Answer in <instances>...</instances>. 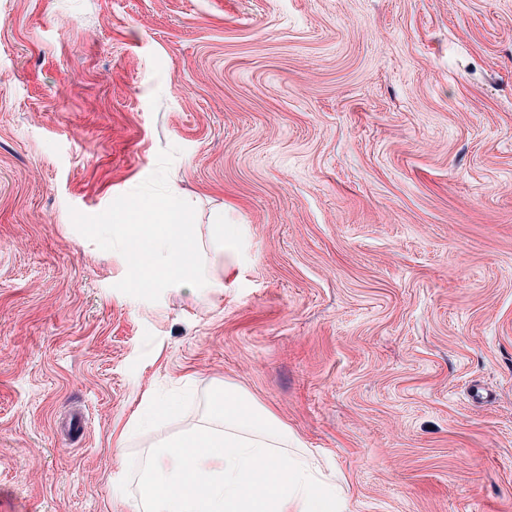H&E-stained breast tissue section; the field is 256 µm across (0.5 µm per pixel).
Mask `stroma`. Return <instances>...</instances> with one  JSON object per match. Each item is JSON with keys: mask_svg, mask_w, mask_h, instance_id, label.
<instances>
[{"mask_svg": "<svg viewBox=\"0 0 512 512\" xmlns=\"http://www.w3.org/2000/svg\"><path fill=\"white\" fill-rule=\"evenodd\" d=\"M174 191L223 290L134 288ZM233 384L349 512H512V0H0V512H135ZM171 409V403L164 402L159 404L158 406H147L141 409H138L135 414L131 417L129 422L125 425V427L119 433L115 443L113 452L120 456L123 460L125 457V447L127 442V437L132 429H144L150 427L154 421L156 420L158 414L163 412H169Z\"/></svg>", "mask_w": 512, "mask_h": 512, "instance_id": "1", "label": "stroma"}]
</instances>
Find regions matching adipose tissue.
<instances>
[{
    "label": "adipose tissue",
    "mask_w": 512,
    "mask_h": 512,
    "mask_svg": "<svg viewBox=\"0 0 512 512\" xmlns=\"http://www.w3.org/2000/svg\"><path fill=\"white\" fill-rule=\"evenodd\" d=\"M188 212L187 200L164 194L128 213L126 223L113 225L112 242L125 253L135 287L223 285L237 227L225 223L223 210H216L205 243L189 223Z\"/></svg>",
    "instance_id": "obj_1"
}]
</instances>
